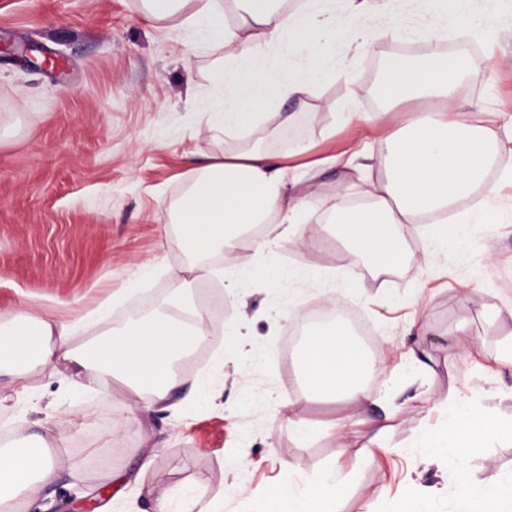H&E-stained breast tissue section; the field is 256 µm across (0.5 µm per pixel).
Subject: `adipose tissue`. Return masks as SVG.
<instances>
[{
    "label": "adipose tissue",
    "instance_id": "obj_1",
    "mask_svg": "<svg viewBox=\"0 0 512 512\" xmlns=\"http://www.w3.org/2000/svg\"><path fill=\"white\" fill-rule=\"evenodd\" d=\"M154 19L181 18L183 25L205 27L215 47L224 51V66L216 74L226 87L215 104L200 101L196 107L211 113L209 129L230 137L247 133L276 114L275 101L295 99L310 106L317 82L330 76L316 54L320 43L338 38L333 8L307 0L293 10L287 0H230L236 14L226 25L220 0H146ZM288 43L291 52L307 63L304 74L289 77L267 67L269 49ZM465 55L447 57L433 52L418 63L389 62L381 72L378 92L383 112H393L406 101L421 105L412 121L387 138L386 152L376 160L378 175L358 194L346 183L336 186L333 206L314 212L310 196L291 201L288 196L292 159L305 155L298 145L283 155L254 149L210 156L194 176L185 195L171 213L180 242L191 259L196 277L221 278L223 268L206 259L225 251L237 254L242 246L262 251L273 240L298 242L302 225H329L347 248L378 269L418 263L397 234L399 226L424 224L426 253L459 243L458 231L437 221L463 197L483 190L460 218L464 224H493L497 217L489 204L495 186L485 175L499 151L496 132L463 116L448 117L444 108L456 95L460 78L470 76ZM204 306L190 320L160 313L132 320L121 330L95 335L89 317L73 324H57L31 307L20 306L15 327L0 336V369H12L29 360L46 367L60 362L72 366L71 379L80 383L87 369L119 379L131 401L151 391L153 405L165 404L172 385L170 367L207 336L202 324ZM89 330L91 337L73 348L74 328ZM303 386L309 394L355 407L369 400L367 381L384 374V367L367 358L340 327L310 333L297 352ZM469 429L495 432L496 425L482 408L467 398L451 401L447 431L425 438L431 460L461 445ZM59 460L49 452L24 445L0 449V512L16 497L33 499L52 483ZM348 482L343 470L331 468L318 477L317 489L292 495L289 512H341L342 493ZM462 512H512V485H465Z\"/></svg>",
    "mask_w": 512,
    "mask_h": 512
}]
</instances>
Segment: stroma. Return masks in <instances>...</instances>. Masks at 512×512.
I'll list each match as a JSON object with an SVG mask.
<instances>
[{
  "instance_id": "obj_1",
  "label": "stroma",
  "mask_w": 512,
  "mask_h": 512,
  "mask_svg": "<svg viewBox=\"0 0 512 512\" xmlns=\"http://www.w3.org/2000/svg\"><path fill=\"white\" fill-rule=\"evenodd\" d=\"M430 7L415 0L369 31L338 0L342 38L320 51L334 75L316 86L312 109L279 101L276 111L292 122L215 139L209 113L192 105L223 94L213 75L224 52L204 36L154 20L142 0H0V333L12 331L24 303L59 322L91 315L107 333L135 309L154 314L174 297L200 298V282L176 275L189 259L170 223L196 168L251 146L278 155L304 144L309 162L354 146L382 155L387 136L417 110L411 100L373 124L389 59L465 54L473 75L450 109L505 142L487 177L498 187L497 223L472 225L462 248L426 265L377 273L320 224L305 225L303 245L244 251L235 293L211 287L221 305L209 310L208 336L168 406L128 416L117 385L91 371L74 385L62 365L28 363L26 393L1 381L0 433L30 443L48 434L62 456L43 499L21 501L22 512H153L155 496L178 505L195 491L201 512H255L261 502L288 512V489H307L336 466L350 475L343 512H364L369 502L375 512H405L424 486L435 489L426 512H458L463 479L512 481V365L495 361L512 345V181L502 178L512 171V0H470L437 32ZM345 174L296 172L320 211L334 204ZM299 261L339 272L349 286L344 305L374 330L369 354L393 371L369 381L371 399L352 411L343 438L306 446L271 411L286 404L319 422L336 409L301 397L296 358L283 350L287 313L324 302L323 286L301 281L297 303L264 275ZM476 279L480 304H463ZM459 324L473 343L466 352L449 333ZM238 328L248 344L226 356ZM455 396L474 399L500 434L478 441L467 462L451 452L426 464L420 442L447 429ZM381 428L386 451L361 454Z\"/></svg>"
}]
</instances>
